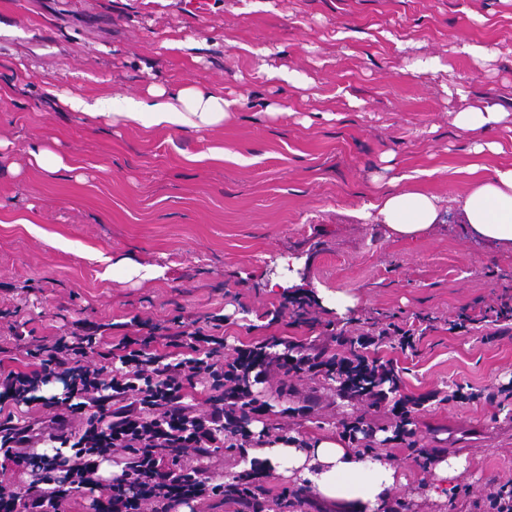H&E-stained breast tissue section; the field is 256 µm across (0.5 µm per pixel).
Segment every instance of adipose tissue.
<instances>
[{
  "mask_svg": "<svg viewBox=\"0 0 512 512\" xmlns=\"http://www.w3.org/2000/svg\"><path fill=\"white\" fill-rule=\"evenodd\" d=\"M61 104L102 120L106 125L136 123L144 128L201 131L223 126L237 108L223 94L193 84L152 86L141 98H86L66 95ZM390 234L412 238L441 223L436 196L415 187L391 188L372 205ZM458 217L471 235L512 250V165L493 169L475 182L457 203ZM264 471L307 486L321 499L339 503L345 512H385L396 484L397 467L387 456L359 454L337 438L311 443L294 439L264 444L252 451Z\"/></svg>",
  "mask_w": 512,
  "mask_h": 512,
  "instance_id": "adipose-tissue-1",
  "label": "adipose tissue"
}]
</instances>
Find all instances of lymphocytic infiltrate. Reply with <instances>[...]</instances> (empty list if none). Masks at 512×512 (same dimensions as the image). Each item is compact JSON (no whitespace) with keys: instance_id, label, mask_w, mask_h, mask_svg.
<instances>
[{"instance_id":"1","label":"lymphocytic infiltrate","mask_w":512,"mask_h":512,"mask_svg":"<svg viewBox=\"0 0 512 512\" xmlns=\"http://www.w3.org/2000/svg\"><path fill=\"white\" fill-rule=\"evenodd\" d=\"M223 338L194 331L169 338L170 353L160 355L149 341L133 345L122 338L105 353L100 365H87L96 339L82 336L73 342L57 340L37 369L22 372L0 367V404L37 401L52 408L46 421L0 422V456L15 464L31 459L33 448L57 444L71 451L64 476L43 477L16 489L0 484V512H60L63 500L94 482L101 462L119 460L107 502H94V512H171L176 504L227 494L214 483L205 467L186 466L184 459L211 454L224 433L244 412L262 413L251 389V376H268L273 369L311 375H347L348 397L386 400L389 364L359 356L328 355L326 347H298L296 353L277 356L256 346L230 361L218 357ZM67 377L63 396L37 399L41 385L51 377ZM211 380L220 391L208 412L188 402L185 389L199 380ZM88 415L95 429L74 426L75 415Z\"/></svg>"}]
</instances>
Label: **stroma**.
Here are the masks:
<instances>
[{
  "instance_id": "35a3bbf8",
  "label": "stroma",
  "mask_w": 512,
  "mask_h": 512,
  "mask_svg": "<svg viewBox=\"0 0 512 512\" xmlns=\"http://www.w3.org/2000/svg\"><path fill=\"white\" fill-rule=\"evenodd\" d=\"M261 2L210 0L196 16L183 0H0V364L33 370L35 345L93 331L108 343L150 336L163 354L182 326L223 337L228 355L289 343L344 355L350 339L407 323L414 348L386 343L375 356L392 363L397 398L416 404L411 442L395 439L391 402L278 370L252 387L266 412L241 425L313 440L364 421L372 433L355 448L399 467L389 512H491L487 494L512 487V323H448L512 304V250L471 236L456 211L471 165L512 162V116L485 135L498 151L479 155L453 116L494 103L512 113V0ZM462 39L487 56L458 52ZM428 56L445 71L412 73ZM265 64L303 81L270 84ZM188 81L238 100L221 128L109 127L58 100ZM36 143L76 170L30 167ZM403 175L445 214L412 238L357 216ZM288 254L302 260L295 283L269 292ZM122 257L162 274L105 277ZM328 295L348 298L346 312ZM460 387L473 398L451 399ZM448 456L466 470L435 485L431 462ZM262 485L269 510L296 493L295 512H336L287 477Z\"/></svg>"
}]
</instances>
